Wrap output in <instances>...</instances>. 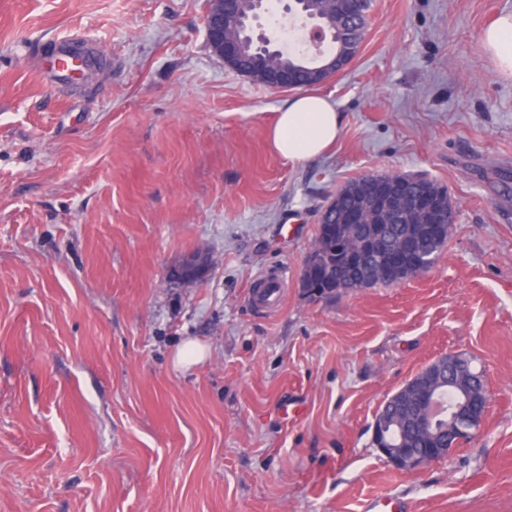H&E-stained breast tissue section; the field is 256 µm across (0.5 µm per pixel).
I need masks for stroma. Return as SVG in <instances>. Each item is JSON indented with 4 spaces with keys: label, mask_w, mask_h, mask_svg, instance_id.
<instances>
[{
    "label": "stroma",
    "mask_w": 512,
    "mask_h": 512,
    "mask_svg": "<svg viewBox=\"0 0 512 512\" xmlns=\"http://www.w3.org/2000/svg\"><path fill=\"white\" fill-rule=\"evenodd\" d=\"M208 7L0 0V512H512V78L481 42L512 0H374L315 88L341 134L303 163L269 140L290 91L212 52ZM71 35L95 64L46 82L34 58ZM392 172L447 186L446 250L393 286L305 293L323 207ZM198 251L205 279L172 284ZM280 269L281 306L255 309ZM188 340L206 355L184 366ZM452 353L485 375L481 430L398 470L375 415ZM285 271L277 274H261L254 281L252 294L253 303L259 308L275 309L279 307L284 288ZM273 286V288H268Z\"/></svg>",
    "instance_id": "stroma-1"
}]
</instances>
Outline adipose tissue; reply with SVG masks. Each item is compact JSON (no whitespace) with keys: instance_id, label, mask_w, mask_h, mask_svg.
I'll return each mask as SVG.
<instances>
[{"instance_id":"ef3b65f1","label":"adipose tissue","mask_w":512,"mask_h":512,"mask_svg":"<svg viewBox=\"0 0 512 512\" xmlns=\"http://www.w3.org/2000/svg\"><path fill=\"white\" fill-rule=\"evenodd\" d=\"M482 45L503 74H512V13L500 15L485 30ZM341 133L340 115L325 98L300 94L280 109L270 139L282 157L303 162L320 155Z\"/></svg>"}]
</instances>
